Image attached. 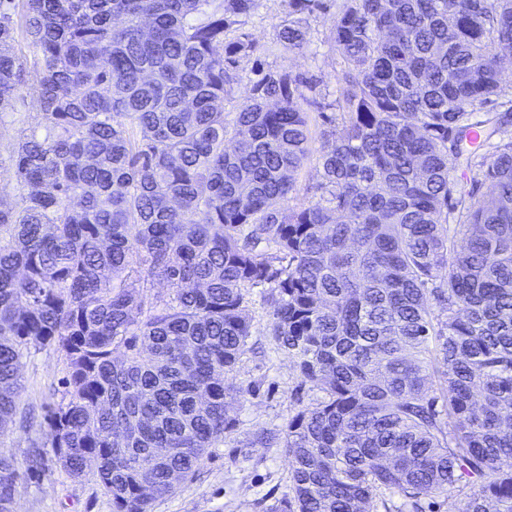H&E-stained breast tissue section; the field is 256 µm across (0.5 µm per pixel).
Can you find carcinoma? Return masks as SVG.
Masks as SVG:
<instances>
[{"label": "carcinoma", "mask_w": 512, "mask_h": 512, "mask_svg": "<svg viewBox=\"0 0 512 512\" xmlns=\"http://www.w3.org/2000/svg\"><path fill=\"white\" fill-rule=\"evenodd\" d=\"M284 2L276 41L296 53L328 4ZM258 7L0 0V118L27 94L41 114L0 206V435L28 422L31 351L64 364L28 466L0 455V512L48 451L112 512H152L192 478L236 427L244 390L224 377L254 294L321 393L282 430L270 512H512V0H341L340 94L298 207L306 81L259 70L224 112L259 50L225 33ZM458 166L481 178L462 186ZM254 65L253 59L242 65L240 71V82L235 86L232 97L224 102L225 112H236V109L246 100L251 88V79L255 76L251 73Z\"/></svg>", "instance_id": "cac0c4a2"}]
</instances>
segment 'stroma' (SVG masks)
<instances>
[{
	"mask_svg": "<svg viewBox=\"0 0 512 512\" xmlns=\"http://www.w3.org/2000/svg\"><path fill=\"white\" fill-rule=\"evenodd\" d=\"M283 16L282 0H262L245 24L261 46L258 59L263 67L283 68L307 83L300 106L309 118L310 148L319 152L323 101L333 100L339 89L336 65L329 41V16L310 23L308 43L302 52L284 51L275 42V30ZM38 104L26 98L19 111L0 118V158L8 159L22 129L39 121ZM252 349L227 383L246 389L247 394L231 414L236 429L210 450L193 480L180 483L174 492L157 500L153 512H266L268 505L287 493L289 462L281 449L252 444L254 433L281 431L297 404H309L315 393L300 385L292 361L276 350L267 334L268 313L253 303ZM63 364L56 354H32L22 371V404L41 405L51 401ZM16 512H112V501L94 476H69L46 459L40 479L23 482L16 495Z\"/></svg>",
	"mask_w": 512,
	"mask_h": 512,
	"instance_id": "stroma-1",
	"label": "stroma"
}]
</instances>
